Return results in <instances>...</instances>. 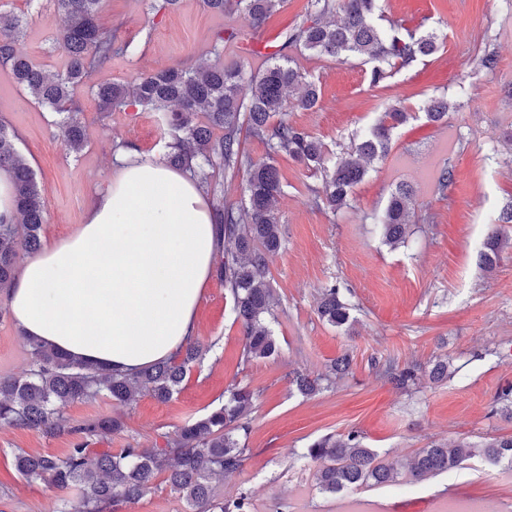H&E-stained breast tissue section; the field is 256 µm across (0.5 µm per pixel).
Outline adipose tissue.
Returning <instances> with one entry per match:
<instances>
[{"instance_id":"1","label":"adipose tissue","mask_w":512,"mask_h":512,"mask_svg":"<svg viewBox=\"0 0 512 512\" xmlns=\"http://www.w3.org/2000/svg\"><path fill=\"white\" fill-rule=\"evenodd\" d=\"M115 161L78 230L23 261L8 305L24 335L132 373L194 337L219 230L190 174Z\"/></svg>"}]
</instances>
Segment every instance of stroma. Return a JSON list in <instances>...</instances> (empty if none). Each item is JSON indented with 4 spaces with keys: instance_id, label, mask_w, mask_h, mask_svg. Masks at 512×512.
Wrapping results in <instances>:
<instances>
[{
    "instance_id": "1",
    "label": "stroma",
    "mask_w": 512,
    "mask_h": 512,
    "mask_svg": "<svg viewBox=\"0 0 512 512\" xmlns=\"http://www.w3.org/2000/svg\"><path fill=\"white\" fill-rule=\"evenodd\" d=\"M162 0H105L100 23L118 43L136 52L115 57L109 70L92 74L77 88L86 144L69 152L56 135L55 115L0 70V123L16 135L15 145L34 170L47 201L43 245L72 235L92 202L105 192L113 160L122 152L163 161L170 136L160 113L131 108L101 118L91 86L129 82L177 62L239 63L258 70L276 52L285 32L306 24L309 0H286L260 28L237 15L207 11L202 0H180L164 10ZM386 18L436 32L440 50L388 78L393 101L413 119L396 129L391 150L371 163L350 207L331 212L313 201L321 173L282 154L275 164L283 193L278 209L283 246L269 260L276 302L268 320L277 354L240 368V326L223 283L211 279L197 308V339L209 350L178 393L166 402L138 397L130 406L112 400L67 403L75 422L122 417L124 432L96 442L91 456L119 452L127 443L163 444L185 421L224 403L231 383L250 386L251 456L242 472L213 483L217 496L247 491L253 512H342L348 501L366 499L386 512H436L447 501L512 512V469L482 456L463 468L417 484L320 491L307 448L328 434L355 429L385 462L404 466L434 442L465 440L483 445L512 437V417L492 413L498 393L512 385V224L500 231L509 242L490 269L479 262L487 225L512 202V0H384ZM0 10L24 17L17 49L55 73L66 56L57 44L65 22L60 0H0ZM235 31L221 55L211 48L218 34ZM495 53L488 71L480 58ZM289 56L320 86L319 105L290 112L288 119L322 142L328 162L350 149L381 115L380 91L354 57L336 61L289 49ZM431 97L448 98V119L433 123L418 109ZM452 166L454 181L437 187L441 168ZM413 186L411 233L405 244L383 241L379 220L398 184ZM339 284L353 306L349 323L335 328L320 319L322 287ZM350 355L352 371L311 396L290 387L288 375L302 370L325 374L331 362ZM449 358L460 371L442 383L421 377L412 391L395 389L379 366L428 367ZM30 354L11 314L0 317V376L27 372ZM66 439H47L26 429L0 430V512H64V493L48 483H29L12 466L16 450L64 454ZM122 512H188L164 476Z\"/></svg>"
}]
</instances>
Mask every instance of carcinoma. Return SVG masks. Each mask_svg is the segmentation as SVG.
Wrapping results in <instances>:
<instances>
[{"mask_svg":"<svg viewBox=\"0 0 512 512\" xmlns=\"http://www.w3.org/2000/svg\"><path fill=\"white\" fill-rule=\"evenodd\" d=\"M284 0H203L207 10L220 15L244 14L259 27L282 7ZM67 23L59 32L58 44L67 57L66 68L48 73L20 56L16 42L22 31L20 17L0 12V67L26 89L34 100L57 115V135L73 152L84 147L81 109L75 104L76 89L95 72L107 69L112 58L128 53L129 46L116 45L112 32L98 23L102 0H62ZM314 16L285 36L281 50L272 54L256 72L241 65L215 66L208 63L177 64L155 73L142 74L130 83H102L92 88L101 116L123 112L129 107L163 113L173 142L167 163L182 166L208 183L209 170L224 167L227 173L247 168L242 209L250 223H241L232 207L219 206L216 218L222 226V258L216 276L232 302L235 321L242 329L240 365L267 358L276 352L271 330L264 317L273 315L269 282V259L282 248L275 202L283 192L274 157L286 154L324 173L315 203L336 213L349 205L354 191L368 174L367 163L386 155L395 129L406 124L413 113L399 103L382 104L379 121L344 152L332 168L325 166L320 141L290 123L289 112L308 110L320 99L317 83L293 66L288 47H300L318 56L344 60L356 56L372 64L369 84L379 87L402 69L436 54L441 43L434 32L408 27L404 21L384 30L381 0H310ZM342 14L336 22L320 17ZM432 122L448 116V100L432 97L423 106ZM222 135H214L215 130ZM263 141L268 160L252 161L242 149V134ZM0 170L11 176L14 219L0 218V294L6 293L22 258L41 248V227L46 222L44 191L34 172L19 155L14 133L0 123ZM413 188L399 184L391 192L381 217L383 236L389 244L405 240L411 224L407 202ZM508 241L498 230H489L483 243L481 261L490 269L500 258ZM352 305L336 285L321 290L318 314L332 327L350 320ZM31 367L21 378L0 377V429H28L46 438H70L71 448L63 456L14 453L16 471L29 482L44 481L64 491L74 488L79 501L73 512H120L139 499L164 473L171 490L182 495L189 512H252L249 493L241 490L222 500L214 497L212 479L240 472L250 458L247 440L251 432L249 414L255 392L238 383L225 391L224 405L211 413L186 421L162 448L130 444L116 454L89 458V444L104 440L123 429L120 417L72 423L59 407L76 400H94L104 395L120 404L139 394L165 402L180 390L187 375L200 363L204 349L197 341L183 346L171 359L144 367L134 375L104 371L27 339ZM350 368L346 357L336 360L332 374L311 377L296 372L290 384L304 396L313 395L333 383L332 376ZM420 368L390 364L384 378L399 390L416 386ZM475 453L474 444L462 441L452 448L432 444L419 449L405 473L387 466L379 453L363 445L357 430L330 435L313 443L303 457L323 462L314 479L323 492L336 493L364 486L384 487L404 477L419 482L431 475L460 468ZM480 453L491 463L512 464V437L486 443Z\"/></svg>","mask_w":512,"mask_h":512,"instance_id":"obj_1","label":"carcinoma"}]
</instances>
